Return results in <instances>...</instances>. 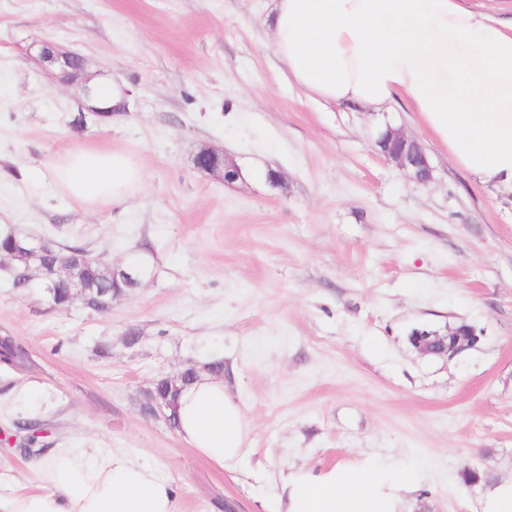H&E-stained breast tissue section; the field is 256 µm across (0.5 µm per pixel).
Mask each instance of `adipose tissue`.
Instances as JSON below:
<instances>
[{"mask_svg": "<svg viewBox=\"0 0 512 512\" xmlns=\"http://www.w3.org/2000/svg\"><path fill=\"white\" fill-rule=\"evenodd\" d=\"M270 42L293 80L329 103L393 111L406 100L448 157L487 188L512 190V24L463 0H271ZM55 177L80 205L128 200L143 171L127 154L76 149ZM177 432L232 470L248 422L222 379L183 387ZM41 491L0 495V512H177L171 483L132 454L57 447L35 464ZM417 468L364 461L297 469L281 480L278 512H399Z\"/></svg>", "mask_w": 512, "mask_h": 512, "instance_id": "1", "label": "adipose tissue"}]
</instances>
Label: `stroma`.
I'll return each instance as SVG.
<instances>
[{
  "label": "stroma",
  "mask_w": 512,
  "mask_h": 512,
  "mask_svg": "<svg viewBox=\"0 0 512 512\" xmlns=\"http://www.w3.org/2000/svg\"><path fill=\"white\" fill-rule=\"evenodd\" d=\"M268 9L0 0V226L147 270L105 314L54 309L0 270V335L31 357L0 370V493L41 485L13 427L24 418L50 448L136 455L171 482L178 512H276L291 469L367 459L419 466L402 512H483L512 478V196L454 166L416 113L313 100L272 54ZM43 39L126 86V111L80 116L79 89L26 53ZM382 120L423 144L430 184L376 151ZM77 148L142 166L128 202L71 199L54 164ZM204 149L240 178L196 169ZM462 323L478 342L451 359L409 340ZM213 359L250 424L233 471L142 412L158 378Z\"/></svg>",
  "instance_id": "1"
}]
</instances>
